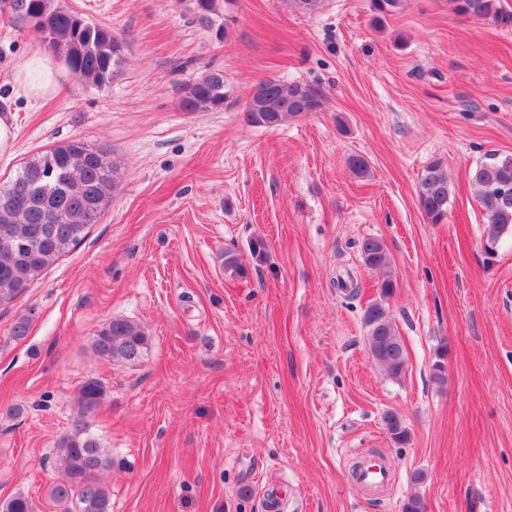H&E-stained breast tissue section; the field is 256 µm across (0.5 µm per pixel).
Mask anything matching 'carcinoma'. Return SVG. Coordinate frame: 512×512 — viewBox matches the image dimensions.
<instances>
[{"label":"carcinoma","instance_id":"obj_1","mask_svg":"<svg viewBox=\"0 0 512 512\" xmlns=\"http://www.w3.org/2000/svg\"><path fill=\"white\" fill-rule=\"evenodd\" d=\"M451 10L475 20H491L512 28V13L497 0H448ZM198 21L213 25L215 0H195ZM12 16L42 33L48 46L58 51L70 72L79 80L102 87L121 71L125 43L108 27L93 25L56 0H13ZM229 98L224 71L209 69L187 85L181 98L185 112L224 110ZM325 100L316 86L279 80L260 81L245 103L247 121L275 128L291 118L320 112ZM477 201L488 224L484 250L497 252L502 235L512 229V158L479 164L471 173ZM120 177L109 151L74 139L54 146L23 163L6 184H0V306L20 298L55 261L72 251L86 236L112 200ZM451 180L446 163L430 160L418 181V204L433 224L448 214ZM363 263L379 273L380 301L368 306L364 323L373 360L392 378L406 367L403 340L385 307L396 288L385 242L369 237L360 244ZM150 348L144 327L127 319L105 322L96 334L94 350L107 360L135 366ZM103 396L101 384L91 378L80 387L76 417L69 433L56 441L60 479L48 494L62 512H111L110 490L101 472L112 466L105 449L90 429V417ZM391 440L404 444L408 430L393 413L384 416ZM0 512H33L31 499L23 494L0 506Z\"/></svg>","mask_w":512,"mask_h":512}]
</instances>
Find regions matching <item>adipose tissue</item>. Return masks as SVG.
I'll return each mask as SVG.
<instances>
[{"label":"adipose tissue","mask_w":512,"mask_h":512,"mask_svg":"<svg viewBox=\"0 0 512 512\" xmlns=\"http://www.w3.org/2000/svg\"><path fill=\"white\" fill-rule=\"evenodd\" d=\"M10 79L15 91L33 102L58 97L65 88L62 68L38 49L29 50L14 60Z\"/></svg>","instance_id":"obj_1"}]
</instances>
